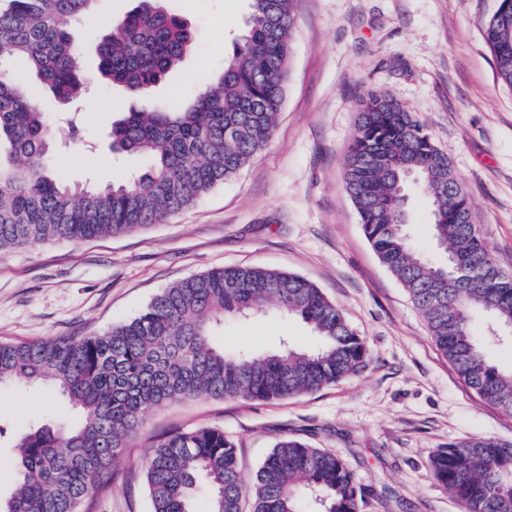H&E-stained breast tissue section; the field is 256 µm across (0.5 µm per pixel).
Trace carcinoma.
Returning a JSON list of instances; mask_svg holds the SVG:
<instances>
[{
	"label": "carcinoma",
	"mask_w": 512,
	"mask_h": 512,
	"mask_svg": "<svg viewBox=\"0 0 512 512\" xmlns=\"http://www.w3.org/2000/svg\"><path fill=\"white\" fill-rule=\"evenodd\" d=\"M97 0H7L0 8V250L84 240L159 224L235 176L270 139L284 98L293 0H250L245 33L224 69L189 104L152 103L112 121V152L145 154L131 183L72 185L52 154L80 135L37 106L48 90L77 105L89 79L141 99L190 52L194 33L168 0H141L104 27L92 74L82 66L81 20ZM483 36L500 82L512 88V14H493ZM346 154L345 188L380 262L426 321L436 346L486 402L512 414V368L494 363L481 312L498 340L512 338V273L501 269L473 218L463 184L424 124L390 96L369 92ZM429 203L441 258L419 249L406 222V173ZM276 308L300 318L313 342L267 352L224 348V323ZM364 339L307 279L261 266L196 275L158 294L140 314L93 336L0 341V387L42 386L69 406L7 433L15 479L0 512H82L111 486L112 464L148 408L206 396L276 401L362 372ZM435 480L462 512H512V443L474 436L431 455ZM207 486L203 510L196 507ZM151 512H361V490L335 452L280 438L251 482L237 447L217 427L158 439L146 463Z\"/></svg>",
	"instance_id": "1"
}]
</instances>
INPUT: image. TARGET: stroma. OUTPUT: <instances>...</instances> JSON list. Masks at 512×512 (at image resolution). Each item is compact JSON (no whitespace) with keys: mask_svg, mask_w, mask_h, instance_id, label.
I'll return each mask as SVG.
<instances>
[{"mask_svg":"<svg viewBox=\"0 0 512 512\" xmlns=\"http://www.w3.org/2000/svg\"><path fill=\"white\" fill-rule=\"evenodd\" d=\"M135 0H98L82 29L87 71L100 27ZM195 34L193 51L148 100L181 109L201 75L219 72L246 28L248 0H170ZM498 0H294L288 80L270 140L232 179L161 224L121 236L55 240L0 251V341L87 336L145 309L173 283L230 266L300 275L342 310L370 363L360 374L281 401L197 398L150 409L112 468L92 512H150L145 466L161 435L223 428L252 477L288 435L335 451L352 471L365 512H461L433 478L432 453L474 435L512 442V414L486 403L434 345L405 288L382 265L345 190V153L368 91L424 122L452 162L497 264L512 271V89L483 37ZM96 109L82 138L53 156L68 182L100 186L144 172L143 155L112 156L123 91L94 82ZM309 344L299 318L271 311L224 326L232 349ZM62 406L38 387L0 389V419L24 430L31 414Z\"/></svg>","mask_w":512,"mask_h":512,"instance_id":"1","label":"stroma"}]
</instances>
